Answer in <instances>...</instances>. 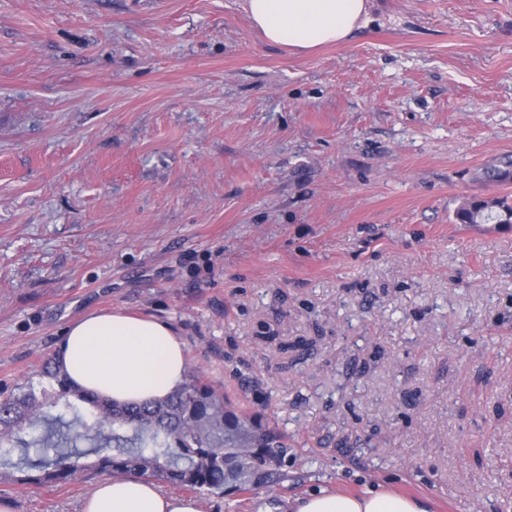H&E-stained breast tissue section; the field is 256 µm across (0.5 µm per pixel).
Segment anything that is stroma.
<instances>
[{"label": "stroma", "mask_w": 512, "mask_h": 512, "mask_svg": "<svg viewBox=\"0 0 512 512\" xmlns=\"http://www.w3.org/2000/svg\"><path fill=\"white\" fill-rule=\"evenodd\" d=\"M507 154L512 0H370L308 52L247 0H0V396L77 317H159L293 447L203 512H512V229L453 221ZM98 479L0 501L79 512ZM289 512H430L416 498L388 491L367 490L351 495L336 492L312 493L288 502Z\"/></svg>", "instance_id": "35a3bbf8"}]
</instances>
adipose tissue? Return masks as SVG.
Segmentation results:
<instances>
[{"label":"adipose tissue","mask_w":512,"mask_h":512,"mask_svg":"<svg viewBox=\"0 0 512 512\" xmlns=\"http://www.w3.org/2000/svg\"><path fill=\"white\" fill-rule=\"evenodd\" d=\"M264 38L293 51L345 41L368 15L369 0H248ZM76 389L117 405L160 401L181 387L186 344L161 318L120 310L88 313L64 332L55 361ZM289 512H429L416 498L367 490L295 498ZM81 512H202L197 498L168 492L146 477L119 475L97 482Z\"/></svg>","instance_id":"adipose-tissue-1"}]
</instances>
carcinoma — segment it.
I'll use <instances>...</instances> for the list:
<instances>
[{
  "mask_svg": "<svg viewBox=\"0 0 512 512\" xmlns=\"http://www.w3.org/2000/svg\"><path fill=\"white\" fill-rule=\"evenodd\" d=\"M481 179L512 182V159L486 167ZM458 224H512V195L469 199L454 212ZM44 381L0 401V474L11 483L68 482L87 469L111 476L139 474L194 492L232 484L249 492L263 485L288 455L285 437L228 406L224 394L192 371L167 398L143 405L109 404L72 388L51 363ZM94 441L95 460L80 462L78 443ZM20 453L26 466L13 461ZM36 470L20 477L18 471Z\"/></svg>",
  "mask_w": 512,
  "mask_h": 512,
  "instance_id": "carcinoma-1",
  "label": "carcinoma"
}]
</instances>
